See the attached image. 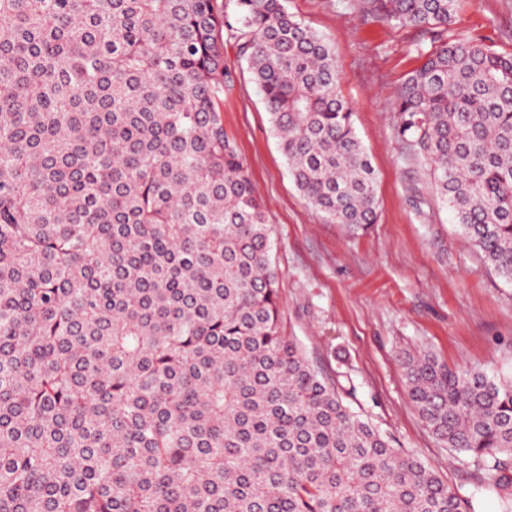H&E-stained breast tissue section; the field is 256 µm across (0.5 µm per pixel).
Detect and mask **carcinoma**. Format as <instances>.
Wrapping results in <instances>:
<instances>
[{
  "mask_svg": "<svg viewBox=\"0 0 512 512\" xmlns=\"http://www.w3.org/2000/svg\"><path fill=\"white\" fill-rule=\"evenodd\" d=\"M456 2L362 0L428 35L395 134L512 283V53L448 35ZM225 32L303 197L376 223L332 48L288 0H0V512H468L285 334ZM401 364L512 503V380Z\"/></svg>",
  "mask_w": 512,
  "mask_h": 512,
  "instance_id": "cac0c4a2",
  "label": "carcinoma"
}]
</instances>
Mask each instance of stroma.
I'll use <instances>...</instances> for the list:
<instances>
[{
  "instance_id": "35a3bbf8",
  "label": "stroma",
  "mask_w": 512,
  "mask_h": 512,
  "mask_svg": "<svg viewBox=\"0 0 512 512\" xmlns=\"http://www.w3.org/2000/svg\"><path fill=\"white\" fill-rule=\"evenodd\" d=\"M331 45L342 96L376 172L377 221L353 234L295 187L239 43L224 39L234 82L224 128L262 199L282 321L344 403L431 466L474 512H504L499 490L469 454L440 442L411 404L398 356L432 354L451 367L512 376V284L468 244L439 199L429 164L394 132L397 90L420 64L414 28L366 14L360 0H288ZM452 34L512 52V0H459Z\"/></svg>"
}]
</instances>
